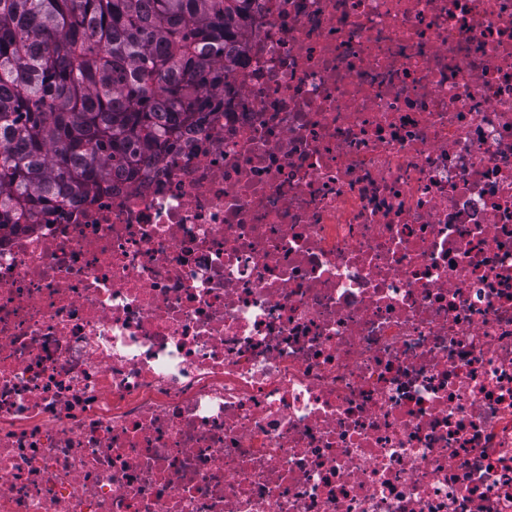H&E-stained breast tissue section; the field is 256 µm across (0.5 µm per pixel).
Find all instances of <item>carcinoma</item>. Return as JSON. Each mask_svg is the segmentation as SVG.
I'll use <instances>...</instances> for the list:
<instances>
[{"label":"carcinoma","instance_id":"cac0c4a2","mask_svg":"<svg viewBox=\"0 0 512 512\" xmlns=\"http://www.w3.org/2000/svg\"><path fill=\"white\" fill-rule=\"evenodd\" d=\"M253 0H0V225L129 178L205 121Z\"/></svg>","mask_w":512,"mask_h":512}]
</instances>
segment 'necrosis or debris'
Segmentation results:
<instances>
[{
	"label": "necrosis or debris",
	"instance_id": "1",
	"mask_svg": "<svg viewBox=\"0 0 512 512\" xmlns=\"http://www.w3.org/2000/svg\"><path fill=\"white\" fill-rule=\"evenodd\" d=\"M110 182L0 227V512H512V0H256Z\"/></svg>",
	"mask_w": 512,
	"mask_h": 512
}]
</instances>
